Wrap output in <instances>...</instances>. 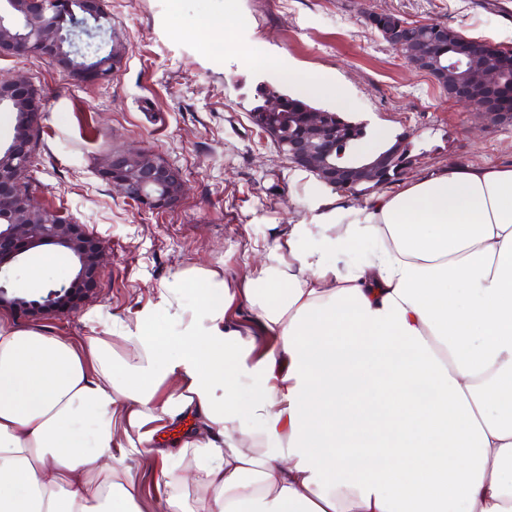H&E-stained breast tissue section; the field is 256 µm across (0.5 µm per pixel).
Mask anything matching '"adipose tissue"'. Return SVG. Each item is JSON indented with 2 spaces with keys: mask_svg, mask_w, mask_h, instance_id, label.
<instances>
[{
  "mask_svg": "<svg viewBox=\"0 0 512 512\" xmlns=\"http://www.w3.org/2000/svg\"><path fill=\"white\" fill-rule=\"evenodd\" d=\"M157 297L169 339L149 312L119 324L124 359L0 321V512H143L112 450L192 410L206 433L165 453L160 512H512V165L320 200L245 281L192 266Z\"/></svg>",
  "mask_w": 512,
  "mask_h": 512,
  "instance_id": "adipose-tissue-1",
  "label": "adipose tissue"
}]
</instances>
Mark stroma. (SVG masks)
Wrapping results in <instances>:
<instances>
[{"instance_id": "stroma-1", "label": "stroma", "mask_w": 512, "mask_h": 512, "mask_svg": "<svg viewBox=\"0 0 512 512\" xmlns=\"http://www.w3.org/2000/svg\"><path fill=\"white\" fill-rule=\"evenodd\" d=\"M112 25L126 38L119 73L104 83L75 85L50 59L0 57V77L22 76L42 100L38 165L30 177L43 204L85 224L106 250L94 293L75 312L0 320L76 346L106 336L103 318L134 322L154 310L157 290L179 269L206 265L241 281L292 224L336 189L292 164L253 123L250 110L263 80L264 54L298 71L324 76L354 101L351 121L368 133L403 140L414 158L406 178L457 163H512V123L483 118L449 100L429 75L413 69L366 22L365 12L408 22H437L480 41L512 49V0H106ZM234 15L229 37L216 39L200 20ZM153 151L179 169L184 193L172 208L154 210L123 198L98 175L113 154L129 147ZM42 263L39 284L29 270ZM70 254L32 249L6 269L11 286L34 294L68 281ZM201 428L195 414L164 423L151 447L128 456L144 512H158L155 451L175 449Z\"/></svg>"}]
</instances>
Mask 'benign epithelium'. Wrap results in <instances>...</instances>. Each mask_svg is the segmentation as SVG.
Returning <instances> with one entry per match:
<instances>
[{"instance_id":"7a95c632","label":"benign epithelium","mask_w":512,"mask_h":512,"mask_svg":"<svg viewBox=\"0 0 512 512\" xmlns=\"http://www.w3.org/2000/svg\"><path fill=\"white\" fill-rule=\"evenodd\" d=\"M369 22L383 39L396 48L414 69L430 75L437 83L450 87L448 96L471 106L498 121L512 123L511 112H497V99L512 93V84L503 81L512 58L500 56L494 67L477 68L472 59L482 46L457 39L448 26L425 22L417 38L408 34L409 25L389 21L385 15H371ZM110 14L104 0H0V57L36 55L57 64L59 71L74 84L109 79L119 71L126 45L123 37L110 32L103 65L89 66L77 49L76 40L97 37L108 24ZM486 96L485 104L475 105L474 91ZM24 109L21 118L33 131L41 115L40 96L26 78L0 79V108ZM253 122L271 139L287 146L288 158L320 181L346 193L358 192L365 183H376L400 153L394 145L369 158L356 151L358 138L342 129L331 112L282 111L280 100L271 98L266 111L251 113ZM29 144L12 136L8 146L0 147V270L37 246H55L69 252L75 272L68 284L51 288L39 296H28L0 285V308H8L24 318L71 313L77 303L90 296L91 284L104 268L102 242L91 236L85 225L60 218V213L42 205L31 195L18 192L30 168ZM100 176L123 197L158 205V198L171 205L184 192L177 169L158 155L139 148L112 156Z\"/></svg>"}]
</instances>
